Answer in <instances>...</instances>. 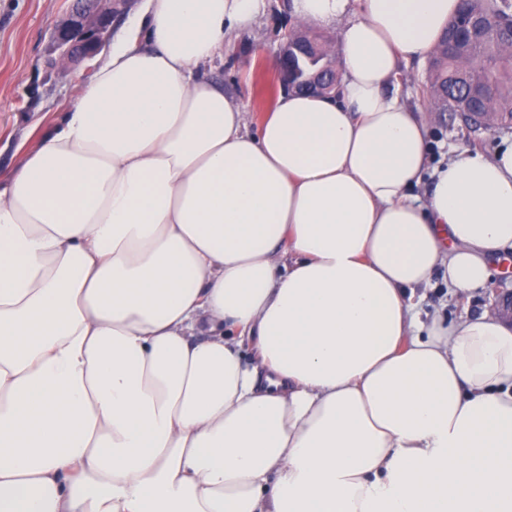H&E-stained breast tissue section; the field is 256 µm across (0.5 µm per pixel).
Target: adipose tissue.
I'll return each instance as SVG.
<instances>
[{
    "label": "adipose tissue",
    "instance_id": "1",
    "mask_svg": "<svg viewBox=\"0 0 512 512\" xmlns=\"http://www.w3.org/2000/svg\"><path fill=\"white\" fill-rule=\"evenodd\" d=\"M264 0H143L0 179V512H512V144L431 148L460 0H293L339 98L213 81ZM495 269L492 285L499 284L502 288L491 289L494 298L491 310H494L503 322L512 326V266L510 270H506L505 263H495ZM436 280L438 282L436 286L421 291V293L424 294L422 301L423 317L425 313H432L435 310H439L440 314L446 317L448 322H451L464 311H469L470 314H476L485 309H489L492 303V296L489 295L490 288L479 290L469 297H464L455 303H447L446 289L442 288L440 278Z\"/></svg>",
    "mask_w": 512,
    "mask_h": 512
}]
</instances>
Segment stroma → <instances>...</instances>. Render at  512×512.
I'll return each mask as SVG.
<instances>
[{"label":"stroma","mask_w":512,"mask_h":512,"mask_svg":"<svg viewBox=\"0 0 512 512\" xmlns=\"http://www.w3.org/2000/svg\"><path fill=\"white\" fill-rule=\"evenodd\" d=\"M70 4L71 0H0L1 174L36 147L41 133L74 105L77 85L91 76L89 60L59 66L51 42ZM297 25L292 0H265L249 25L228 34L224 57L212 67V77L222 82L227 95L246 104L253 120H260L277 100L281 87L273 61L285 32ZM428 69V61L408 62L400 93L407 104L427 113L436 143L493 154L503 130L475 127L463 114L435 110L421 91ZM423 294V311H440L449 320L464 312L479 313L492 303L485 289L454 303L439 285Z\"/></svg>","instance_id":"obj_1"}]
</instances>
